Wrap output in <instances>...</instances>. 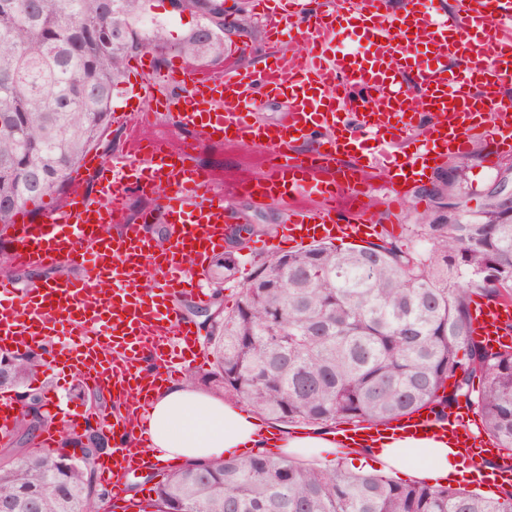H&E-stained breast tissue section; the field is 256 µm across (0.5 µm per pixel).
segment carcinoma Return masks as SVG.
Segmentation results:
<instances>
[{"instance_id":"carcinoma-1","label":"carcinoma","mask_w":512,"mask_h":512,"mask_svg":"<svg viewBox=\"0 0 512 512\" xmlns=\"http://www.w3.org/2000/svg\"><path fill=\"white\" fill-rule=\"evenodd\" d=\"M150 0H0V225L62 193L109 127L129 59L157 63L219 56L230 35L255 32L239 6L177 0L195 24L176 44L148 16ZM433 207L410 236L338 247L320 242L275 254L251 274L236 310L201 322L224 396L276 422L386 426L419 409L446 421L465 405L488 442L512 456V347L470 331L472 303L512 302V217L490 201L450 221L448 175L422 191ZM41 366L33 350L1 355L5 385ZM452 381L451 390L446 382ZM35 408L15 417L31 443ZM99 433L49 452L0 457V512H91ZM137 501L138 512H512V489L484 497L451 485L402 484L257 450L182 466Z\"/></svg>"}]
</instances>
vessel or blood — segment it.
Listing matches in <instances>:
<instances>
[{"mask_svg":"<svg viewBox=\"0 0 512 512\" xmlns=\"http://www.w3.org/2000/svg\"><path fill=\"white\" fill-rule=\"evenodd\" d=\"M383 2L339 0L336 8L317 15L302 12L299 0H257L267 43L275 48L262 68L229 62L216 75L185 62L175 65L166 81L181 87L179 97L151 98L138 90V105L124 116L130 131L124 156L86 155L93 194L75 184L40 220L24 210L14 214L15 263L52 265L61 272L21 293L8 277H0V350L43 349L50 363L69 370L87 389L112 387L130 396L126 414L108 423L112 459L96 465L113 500L124 496L120 473L148 466L138 450L147 441L139 430L150 391L200 360L195 327L174 300L193 282L187 265L204 266L210 253L223 247L230 209L209 171L172 163L173 155L184 152L182 141L149 134L155 112L176 107V125L193 131L195 147L248 142L262 150L269 170L250 193L258 203L288 207L282 234L294 248L339 236L363 239L380 224L365 201L375 190L362 167L367 136L397 145L414 128L423 130L424 149L390 158L383 168L394 205L403 202L409 180L441 160L434 143L463 157L474 141H488L494 157L512 156V95L502 90L512 79V0H459L458 17L443 21L431 19L420 0H407L393 17L384 13ZM343 24L356 31L362 46L328 55L327 45ZM288 26L304 36L306 55L281 48ZM413 84L420 91L415 107ZM261 96L284 98V124L273 128L256 121ZM493 112L501 121L489 123ZM301 140L315 144L303 158L290 153ZM340 154L353 165L338 173L334 165ZM133 194L158 195V209L128 223L125 202ZM159 214L170 226L165 245L145 233ZM107 224L121 225L119 236L106 234ZM75 266L82 275H70ZM147 271L154 281L146 289L140 279ZM471 328L488 344L511 347L512 306H472ZM60 335L71 339L62 350L52 343ZM433 428L449 436L465 461L495 457L487 479L512 482V457L488 446L464 412L440 425L418 411L385 429H340L336 440L349 447L389 433Z\"/></svg>","mask_w":512,"mask_h":512,"instance_id":"1","label":"vessel or blood"}]
</instances>
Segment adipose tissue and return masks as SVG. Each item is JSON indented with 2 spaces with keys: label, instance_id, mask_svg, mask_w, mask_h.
<instances>
[{
  "label": "adipose tissue",
  "instance_id": "ef3b65f1",
  "mask_svg": "<svg viewBox=\"0 0 512 512\" xmlns=\"http://www.w3.org/2000/svg\"><path fill=\"white\" fill-rule=\"evenodd\" d=\"M145 426L150 435L146 458L153 464L175 459L182 464L227 458L238 448L277 444L286 451L313 455L334 448V435L324 428L311 434L274 435L260 427L238 401L209 395L189 381L167 384L148 407ZM387 470L412 478L434 477L453 482L466 471L456 449L436 433H399L359 450Z\"/></svg>",
  "mask_w": 512,
  "mask_h": 512
}]
</instances>
